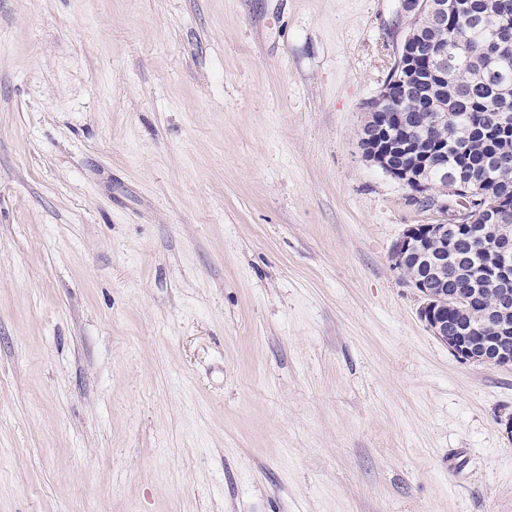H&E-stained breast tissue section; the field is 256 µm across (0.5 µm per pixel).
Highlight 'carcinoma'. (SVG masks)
Here are the masks:
<instances>
[{"mask_svg":"<svg viewBox=\"0 0 512 512\" xmlns=\"http://www.w3.org/2000/svg\"><path fill=\"white\" fill-rule=\"evenodd\" d=\"M498 25L512 26V0H457L455 11L448 15L447 30L427 22L419 30L422 40H438L448 47V82L426 81L417 89L419 96L447 103L448 131L436 129L429 113L401 102L394 88L384 95L376 113L394 130L400 124L410 125L411 136L419 143L447 146L448 167L464 170L467 180L480 186L489 200L512 197V166L501 169L493 164L500 153L512 155V124L503 126L498 121L500 95L512 90V52L492 58L487 45L490 30ZM504 230L512 232V213L505 214L501 227L487 229L479 241L459 239L454 249L463 262L448 267L443 278V287L466 297L474 337L499 335L498 284L487 268Z\"/></svg>","mask_w":512,"mask_h":512,"instance_id":"1","label":"carcinoma"}]
</instances>
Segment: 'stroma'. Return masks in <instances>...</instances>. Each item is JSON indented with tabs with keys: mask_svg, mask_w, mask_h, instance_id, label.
I'll return each instance as SVG.
<instances>
[{
	"mask_svg": "<svg viewBox=\"0 0 512 512\" xmlns=\"http://www.w3.org/2000/svg\"><path fill=\"white\" fill-rule=\"evenodd\" d=\"M398 0H0V512H512V369L392 267Z\"/></svg>",
	"mask_w": 512,
	"mask_h": 512,
	"instance_id": "obj_1",
	"label": "stroma"
}]
</instances>
